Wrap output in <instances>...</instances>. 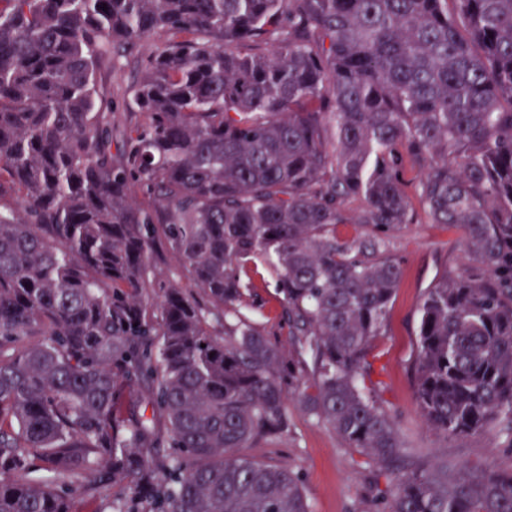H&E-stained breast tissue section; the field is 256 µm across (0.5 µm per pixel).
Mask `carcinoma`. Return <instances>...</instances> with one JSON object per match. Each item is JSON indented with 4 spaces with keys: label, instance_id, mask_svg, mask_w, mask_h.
<instances>
[{
    "label": "carcinoma",
    "instance_id": "obj_1",
    "mask_svg": "<svg viewBox=\"0 0 512 512\" xmlns=\"http://www.w3.org/2000/svg\"><path fill=\"white\" fill-rule=\"evenodd\" d=\"M147 39L121 127L103 78ZM421 215L466 262L419 306V413L512 436V0H0V512H311L240 454L287 393L391 468L383 512H512V467L400 466L365 386ZM159 233L207 304L143 297ZM266 282L258 280L259 288H256L254 307L245 310L248 317L253 319L264 330L265 334L274 342H277L286 351L291 348L288 321L284 314V306L281 297L277 294L274 280L265 275Z\"/></svg>",
    "mask_w": 512,
    "mask_h": 512
}]
</instances>
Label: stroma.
<instances>
[{"mask_svg":"<svg viewBox=\"0 0 512 512\" xmlns=\"http://www.w3.org/2000/svg\"><path fill=\"white\" fill-rule=\"evenodd\" d=\"M459 228L421 221L390 238L388 249L402 277L385 328L373 342L379 366L373 389L395 419L410 456L445 465L505 469L512 466V440L487 433L444 438L422 421L413 394L410 363L419 324L418 308L428 288L463 261ZM246 314L283 348H290L288 321L274 280L255 290ZM290 431L246 449L247 457L299 471L312 512H380L393 485L385 467L347 447L327 424L312 419L298 399L288 401Z\"/></svg>","mask_w":512,"mask_h":512,"instance_id":"1","label":"stroma"}]
</instances>
